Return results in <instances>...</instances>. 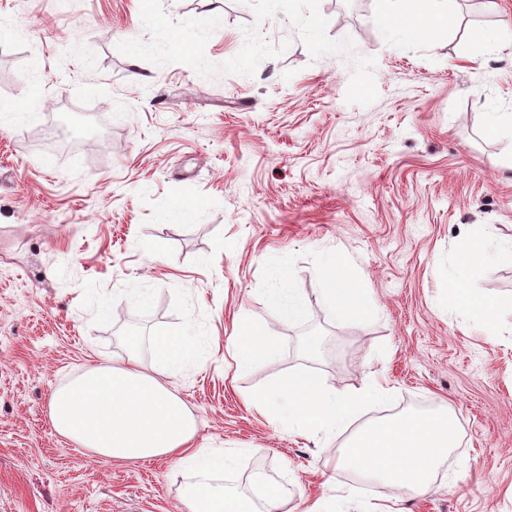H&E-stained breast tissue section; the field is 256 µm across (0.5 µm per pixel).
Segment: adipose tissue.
<instances>
[{
  "label": "adipose tissue",
  "mask_w": 512,
  "mask_h": 512,
  "mask_svg": "<svg viewBox=\"0 0 512 512\" xmlns=\"http://www.w3.org/2000/svg\"><path fill=\"white\" fill-rule=\"evenodd\" d=\"M380 21L390 36L407 33V17L433 13L428 31L447 26L448 0H382ZM512 261V241L489 247L472 259L447 262L449 306L478 314L488 335L498 333L496 306L478 296L472 281L485 265ZM346 265L338 259L324 267L321 297L342 319L367 311L360 289L338 277ZM266 301L289 322H302L307 300L292 287L284 264L266 273ZM215 337L204 326L192 324L176 333L159 332L149 337L126 338V359L96 366L58 389L50 401V420L55 430L93 454L113 459L176 457L184 468L185 503L188 512H282L288 490L277 482L256 477L249 489L239 490L225 482L234 475L245 454L234 448L214 454L195 447L197 423L188 407L163 384V377L189 373L210 354ZM148 348L154 372L141 369L137 356ZM277 340L260 325L242 320L232 342L239 368L274 357ZM390 391L380 379L356 395L335 388L311 375H291L276 380L249 399V405L288 433L306 436L337 431L367 405L384 401ZM456 444L453 418L440 411L418 412L360 428L347 442L343 467L375 475L390 489L411 495L427 485L440 459Z\"/></svg>",
  "instance_id": "ef3b65f1"
}]
</instances>
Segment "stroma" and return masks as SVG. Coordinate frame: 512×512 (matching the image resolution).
Here are the masks:
<instances>
[{
    "mask_svg": "<svg viewBox=\"0 0 512 512\" xmlns=\"http://www.w3.org/2000/svg\"><path fill=\"white\" fill-rule=\"evenodd\" d=\"M451 0L438 38L394 39L380 0H305L306 31L271 0H0V512H187L175 458L109 459L52 427L54 392L126 357L124 337L202 323L219 348L166 386L196 415V445L246 448L233 478L405 512H512V263L476 291L501 333L445 304L447 258L512 240V0ZM510 24L505 46H479ZM253 50L237 64L239 36ZM351 45L349 64L313 41ZM166 241L152 259L140 243ZM371 313L338 319L319 295L329 257ZM308 301L288 323L259 289L266 269ZM151 279L145 309L121 295ZM112 300L107 315L97 301ZM247 318L278 338L237 370L226 346ZM309 334L321 345L302 348ZM289 374L354 395L385 377L392 415L448 409L458 445L419 495L394 499L341 466L377 409L333 435H288L245 401Z\"/></svg>",
    "mask_w": 512,
    "mask_h": 512,
    "instance_id": "stroma-1",
    "label": "stroma"
}]
</instances>
